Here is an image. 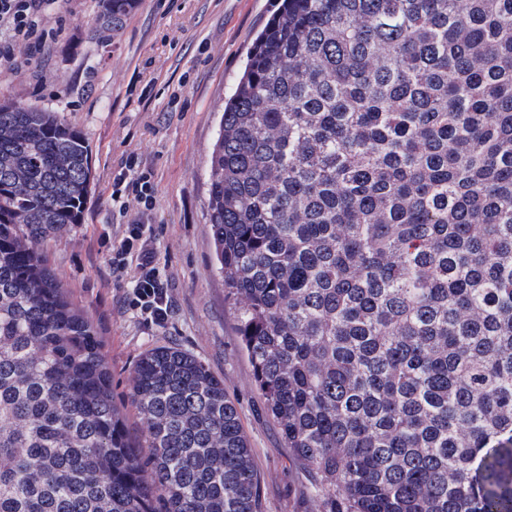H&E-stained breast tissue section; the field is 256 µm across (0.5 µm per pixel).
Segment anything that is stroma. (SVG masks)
<instances>
[{"label":"stroma","instance_id":"35a3bbf8","mask_svg":"<svg viewBox=\"0 0 512 512\" xmlns=\"http://www.w3.org/2000/svg\"><path fill=\"white\" fill-rule=\"evenodd\" d=\"M279 2L135 0L113 26L101 18L103 0H69L39 67L0 73V104L57 113L90 145L94 179L84 220L50 241L45 255L101 334L131 437L140 439L142 430L128 404L138 359L156 347L179 348L223 379L237 404L260 478L261 512H316L318 491L254 385L234 304L215 271L209 225L208 154L224 100ZM131 154L152 171L157 189L151 246L174 301L160 326L123 304L129 278L113 272L104 247L127 221L112 204V174Z\"/></svg>","mask_w":512,"mask_h":512}]
</instances>
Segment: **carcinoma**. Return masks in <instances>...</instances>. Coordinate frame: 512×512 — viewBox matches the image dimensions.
I'll return each mask as SVG.
<instances>
[{
    "instance_id": "carcinoma-1",
    "label": "carcinoma",
    "mask_w": 512,
    "mask_h": 512,
    "mask_svg": "<svg viewBox=\"0 0 512 512\" xmlns=\"http://www.w3.org/2000/svg\"><path fill=\"white\" fill-rule=\"evenodd\" d=\"M209 168L237 336L321 512H512V0H280ZM91 183L82 132L0 105V512H260L194 356L139 360L132 442L43 251Z\"/></svg>"
}]
</instances>
